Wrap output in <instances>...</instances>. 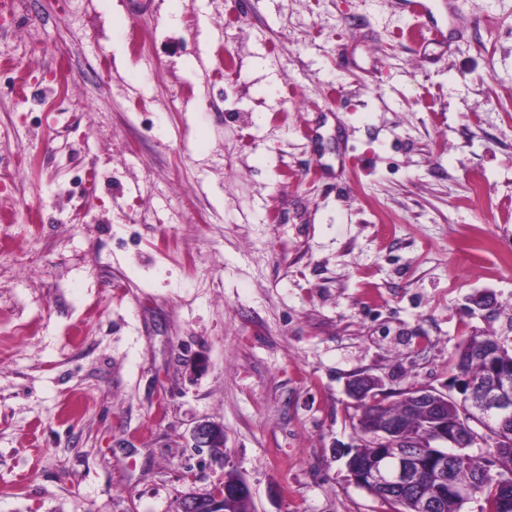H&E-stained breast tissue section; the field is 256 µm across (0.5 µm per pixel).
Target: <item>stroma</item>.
<instances>
[{"instance_id":"35a3bbf8","label":"stroma","mask_w":512,"mask_h":512,"mask_svg":"<svg viewBox=\"0 0 512 512\" xmlns=\"http://www.w3.org/2000/svg\"><path fill=\"white\" fill-rule=\"evenodd\" d=\"M424 3L0 9V512H384L349 381L512 346V0ZM191 440L192 448H224L225 436L224 427L210 421H202L197 423L192 432ZM239 475L235 470H228L224 474V480L214 485L204 494L192 495L183 498L178 504L179 512H248L249 506L245 503H225L239 498H248L252 503L250 511L255 512L253 495L248 483L240 478L232 484L225 481H233Z\"/></svg>"}]
</instances>
